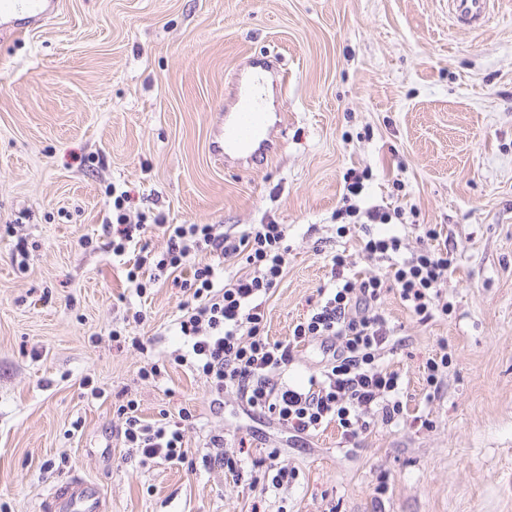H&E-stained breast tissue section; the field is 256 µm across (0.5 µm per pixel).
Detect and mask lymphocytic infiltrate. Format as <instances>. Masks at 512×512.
<instances>
[{
	"mask_svg": "<svg viewBox=\"0 0 512 512\" xmlns=\"http://www.w3.org/2000/svg\"><path fill=\"white\" fill-rule=\"evenodd\" d=\"M367 177L364 171L347 172L344 204L336 212L343 223L337 232L343 235L349 225L360 226L361 254L367 261L385 263L384 274L353 275L347 254L332 255L328 283L318 288L309 315L294 324L285 340L270 338L265 314L266 301L288 269L285 225L258 224L232 235L217 224H166L158 216L133 222L123 196L112 201L111 217L119 232L110 247L113 256L132 258L126 268L129 286L142 296L165 276L186 295L178 318L186 346L173 351L171 361L203 378L216 397L234 392L249 413L273 419L299 438L333 425L352 443L367 431L370 416L380 415L387 425L403 419L404 377L382 360L385 350L406 343L385 311L388 293H396L421 322L450 310L443 288L454 269L453 251L441 243L433 224L421 225L410 250L397 232L373 234V225L389 224L404 212L398 205L363 209L353 204ZM150 227L161 230L164 251L140 244ZM202 252L210 262L198 261ZM224 263L243 265L244 271L220 280ZM314 341L322 348L324 365L308 388L294 387L284 375L297 348ZM118 417L115 435L128 455L191 467L200 463L237 479L244 475L243 461L223 433L210 435L203 456L192 453L188 428L194 416L189 410L148 422L139 414L138 401L130 399L119 406Z\"/></svg>",
	"mask_w": 512,
	"mask_h": 512,
	"instance_id": "obj_1",
	"label": "lymphocytic infiltrate"
}]
</instances>
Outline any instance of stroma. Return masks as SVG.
I'll return each instance as SVG.
<instances>
[{
    "label": "stroma",
    "mask_w": 512,
    "mask_h": 512,
    "mask_svg": "<svg viewBox=\"0 0 512 512\" xmlns=\"http://www.w3.org/2000/svg\"><path fill=\"white\" fill-rule=\"evenodd\" d=\"M257 68L276 143L224 160L216 127ZM351 168L371 173L360 207L399 203L407 244L435 224L456 252L448 317L385 300L409 343L393 357L408 409L431 427L296 440L234 393L215 404L186 368L141 380L181 344L183 295L128 288L103 226L112 191L133 218L286 225L293 251L265 306L282 339L332 252L374 269L336 235ZM136 310L143 353L110 337ZM442 339L452 361L429 401L420 365ZM122 392L148 421L189 409L196 452L218 429L245 437L248 463L275 442L297 478L273 497L220 469L141 465L112 435ZM73 476L102 487L108 512H512V0L483 29L454 25L448 0H63L50 25L0 38V505L39 512Z\"/></svg>",
    "instance_id": "obj_1"
}]
</instances>
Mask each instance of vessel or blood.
<instances>
[{
	"label": "vessel or blood",
	"mask_w": 512,
	"mask_h": 512,
	"mask_svg": "<svg viewBox=\"0 0 512 512\" xmlns=\"http://www.w3.org/2000/svg\"><path fill=\"white\" fill-rule=\"evenodd\" d=\"M494 0H448L457 25L481 28L493 15ZM62 7V0H0V36L12 37L43 26ZM270 116L252 92L240 93L234 112L216 134L215 148L227 156L254 157L272 147ZM101 494L95 485L76 478L55 492L48 512H101Z\"/></svg>",
	"instance_id": "obj_1"
}]
</instances>
